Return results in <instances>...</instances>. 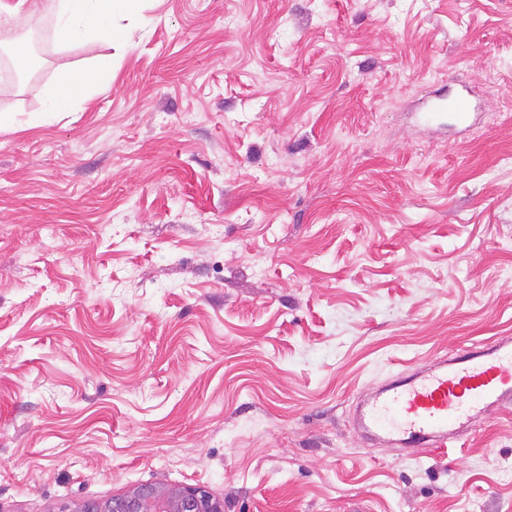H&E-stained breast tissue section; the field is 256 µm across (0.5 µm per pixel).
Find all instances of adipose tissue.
I'll use <instances>...</instances> for the list:
<instances>
[{"label": "adipose tissue", "instance_id": "adipose-tissue-1", "mask_svg": "<svg viewBox=\"0 0 512 512\" xmlns=\"http://www.w3.org/2000/svg\"><path fill=\"white\" fill-rule=\"evenodd\" d=\"M137 3L138 0H54L56 38L64 46L75 41L112 40L116 35L113 16L133 11ZM100 73V66L95 63L85 73L58 78L47 91L42 111L29 117L28 127L42 126L56 113L70 108L95 88Z\"/></svg>", "mask_w": 512, "mask_h": 512}]
</instances>
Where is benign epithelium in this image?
<instances>
[{
  "instance_id": "obj_1",
  "label": "benign epithelium",
  "mask_w": 512,
  "mask_h": 512,
  "mask_svg": "<svg viewBox=\"0 0 512 512\" xmlns=\"http://www.w3.org/2000/svg\"><path fill=\"white\" fill-rule=\"evenodd\" d=\"M58 512H224V502L204 486L142 484L109 501L65 504Z\"/></svg>"
}]
</instances>
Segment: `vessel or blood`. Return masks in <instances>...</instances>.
I'll return each instance as SVG.
<instances>
[{"label": "vessel or blood", "instance_id": "vessel-or-blood-1", "mask_svg": "<svg viewBox=\"0 0 512 512\" xmlns=\"http://www.w3.org/2000/svg\"><path fill=\"white\" fill-rule=\"evenodd\" d=\"M469 90L426 101L422 120L471 117ZM512 411V336L457 348L431 363L400 370L360 392L354 426L376 445L422 456L458 447L496 414Z\"/></svg>", "mask_w": 512, "mask_h": 512}]
</instances>
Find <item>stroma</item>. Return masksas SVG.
<instances>
[{
    "mask_svg": "<svg viewBox=\"0 0 512 512\" xmlns=\"http://www.w3.org/2000/svg\"><path fill=\"white\" fill-rule=\"evenodd\" d=\"M0 77V512H512V412L369 446L368 382L512 335V0H140ZM112 79L30 129L88 60ZM467 86V131L415 115ZM224 502L204 486L142 484L109 501L64 504L58 512H223Z\"/></svg>",
    "mask_w": 512,
    "mask_h": 512,
    "instance_id": "stroma-1",
    "label": "stroma"
}]
</instances>
